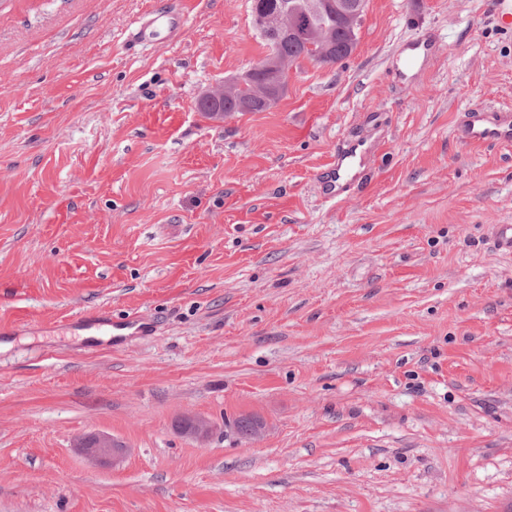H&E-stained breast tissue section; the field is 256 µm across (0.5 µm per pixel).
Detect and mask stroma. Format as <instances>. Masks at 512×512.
I'll return each instance as SVG.
<instances>
[{"mask_svg": "<svg viewBox=\"0 0 512 512\" xmlns=\"http://www.w3.org/2000/svg\"><path fill=\"white\" fill-rule=\"evenodd\" d=\"M491 2L367 0L349 57L216 119L268 52L251 0H182L135 52L154 0H0V512H512V143L456 136L512 108ZM175 1L156 5L147 16L134 22L129 35L130 48L150 44L159 37L173 41L183 36L186 15L174 5ZM361 145L349 144L336 151V165L328 167L320 178L328 195H342L350 189L356 175L350 163L362 153ZM177 423L181 425L180 430L183 434L199 440L208 438L214 429L212 421L205 417L192 414L182 415ZM234 429L240 439L252 442L263 435L266 430V423L254 415H244L240 417ZM78 447L85 448L86 454L92 459L102 454L112 453L113 463L122 458L127 448L122 442L106 435H92L82 438Z\"/></svg>", "mask_w": 512, "mask_h": 512, "instance_id": "stroma-1", "label": "stroma"}]
</instances>
